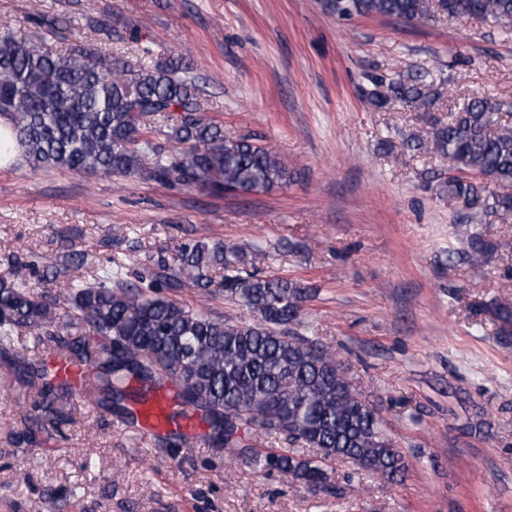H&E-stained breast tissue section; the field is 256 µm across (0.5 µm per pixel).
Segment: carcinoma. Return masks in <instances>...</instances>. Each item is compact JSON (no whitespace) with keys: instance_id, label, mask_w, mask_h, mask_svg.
I'll return each mask as SVG.
<instances>
[{"instance_id":"obj_1","label":"carcinoma","mask_w":512,"mask_h":512,"mask_svg":"<svg viewBox=\"0 0 512 512\" xmlns=\"http://www.w3.org/2000/svg\"><path fill=\"white\" fill-rule=\"evenodd\" d=\"M323 7L339 18L403 21L429 18L439 8L450 19L477 17L512 29V0H324ZM371 82L370 101L378 107L395 99L426 111L438 96L434 83L419 78L375 76ZM505 113L512 114V102L469 98L447 124L433 127L430 140L416 144L452 162L453 174L444 182L448 199L462 205L470 224L512 220V121L503 119ZM0 117L11 122L22 156L34 168L94 178L133 175L218 194L264 191L289 178L272 148L224 135L204 113L197 85L173 65L160 61L134 70L81 42L53 53L2 24ZM160 135L176 147L154 143ZM468 246L464 259L478 271L499 243L476 230ZM242 259L222 241L191 239L152 258L144 288L106 269L51 300L28 282L35 263L16 262L9 276L0 277V342L19 327L44 331L57 344L60 361L86 373L77 386L44 366L18 369V382L40 411L34 424L55 425L77 391L125 423L129 414L120 401L131 380L140 384L137 397L144 404L172 383L177 410L167 421L204 412L212 442L258 473L278 472L323 488L331 464L346 459L392 481L404 477L408 460L335 353L293 329L318 289L248 272ZM83 262L67 252L43 277L67 278ZM216 269L224 272L220 291L255 321L234 322L178 299L187 290L210 293ZM477 310L498 324L504 344L512 342L511 305L484 301ZM74 327L85 334L67 337ZM243 427L279 435L288 447L259 451L242 445L237 432Z\"/></svg>"}]
</instances>
